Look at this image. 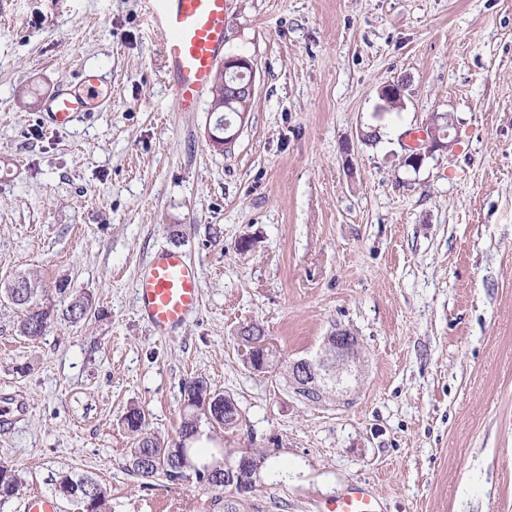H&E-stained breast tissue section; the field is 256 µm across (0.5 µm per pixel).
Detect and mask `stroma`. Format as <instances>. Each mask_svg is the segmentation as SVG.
Returning <instances> with one entry per match:
<instances>
[{"label":"stroma","instance_id":"35a3bbf8","mask_svg":"<svg viewBox=\"0 0 512 512\" xmlns=\"http://www.w3.org/2000/svg\"><path fill=\"white\" fill-rule=\"evenodd\" d=\"M227 18L225 55L256 73L221 152L210 101L175 103L139 0H0V284L34 272L56 308L95 310L33 343L0 297V464L20 478L0 512L57 497L66 471L112 512H221L128 467L124 412L173 437L193 378L241 412L211 438L265 458L248 512H325L353 486L382 512H512V0H228ZM86 66L111 109L46 130L43 97ZM435 115L452 145L406 165ZM161 248L202 272L198 313L165 338L135 294ZM253 323L285 360L349 329L360 384L305 402L283 367L245 364Z\"/></svg>","mask_w":512,"mask_h":512}]
</instances>
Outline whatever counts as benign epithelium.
<instances>
[{
    "label": "benign epithelium",
    "mask_w": 512,
    "mask_h": 512,
    "mask_svg": "<svg viewBox=\"0 0 512 512\" xmlns=\"http://www.w3.org/2000/svg\"><path fill=\"white\" fill-rule=\"evenodd\" d=\"M230 70L240 75L247 73L249 79L242 86H229L224 84V79H219L223 96L234 99L253 97L254 63L252 59L244 55H231L225 58L221 74L224 75ZM403 93L404 83L396 81L383 85L379 96L391 104H399L403 100ZM238 134L239 131L235 130L230 123L223 122L221 126L215 128V131L209 133V138L212 145L218 148H228L234 143ZM441 138L438 117L435 116L432 118V123L422 142L414 144L405 153V160L420 165L425 157L435 151L448 149L451 142H443ZM247 347L248 350L244 354L246 364L255 371L268 368V358L273 355V350L268 348V343L253 340L247 343ZM359 358L357 337L346 329H338L336 336H328L314 356L288 361V383L297 394L311 403L320 404L334 400L347 394V391L332 389L330 380L348 373L356 378L359 377V373L355 372ZM235 455L236 464L227 465L224 463V458H217L205 467L206 473L204 474L185 457L178 462V466L182 468L183 479L188 482L193 481L195 476L204 480L222 474L224 475V485L233 488L241 476V471L253 468L254 463V456L248 449L238 448Z\"/></svg>",
    "instance_id": "1"
}]
</instances>
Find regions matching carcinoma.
Listing matches in <instances>:
<instances>
[{"label":"carcinoma","mask_w":512,"mask_h":512,"mask_svg":"<svg viewBox=\"0 0 512 512\" xmlns=\"http://www.w3.org/2000/svg\"><path fill=\"white\" fill-rule=\"evenodd\" d=\"M26 281L33 285V289L25 292V296L18 298L7 293L3 288L0 292L6 294L15 306L20 308L22 318L18 325L20 335L35 342L44 336L47 329L56 318V307L39 302L38 296L41 288L40 280L31 274L24 275ZM92 303L84 295H75L68 302L62 312V317L72 323L85 319L91 311ZM212 392L210 386L202 378H194L184 383L183 413L181 415L178 436L164 439L144 431L146 416L139 408L128 409L121 417V424L131 436V445L128 448V463L131 470L143 479L159 477L171 485L181 483L182 476L174 473V455L178 449L186 446V441L200 433L202 423L212 427L231 429L238 426L241 414L238 407L233 405L234 399L225 397V407L207 414L202 410V396ZM264 464V457L255 458V467L252 475L244 476L237 491L229 492L224 485L204 487V490L213 494L215 499L224 500V512H244L246 498L253 491L260 467ZM57 483L69 491L67 499L75 502L81 512H110L109 493L97 480L87 474L77 475L73 472L59 474ZM20 481L15 468L10 465H0V500L6 501L18 494Z\"/></svg>","instance_id":"carcinoma-1"}]
</instances>
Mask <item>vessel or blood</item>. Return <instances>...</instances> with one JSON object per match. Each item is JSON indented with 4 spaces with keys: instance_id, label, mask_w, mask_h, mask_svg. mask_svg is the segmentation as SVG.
<instances>
[{
    "instance_id": "vessel-or-blood-1",
    "label": "vessel or blood",
    "mask_w": 512,
    "mask_h": 512,
    "mask_svg": "<svg viewBox=\"0 0 512 512\" xmlns=\"http://www.w3.org/2000/svg\"><path fill=\"white\" fill-rule=\"evenodd\" d=\"M151 27L162 34L161 53L173 78L175 102L194 110L212 84L224 57L226 0H142ZM112 103V85L97 70L86 69L79 81L57 85L44 99L40 114L46 130L62 131L84 112ZM199 265L181 250L157 252L136 280L139 310L154 335L167 336L201 306ZM328 512H382L376 494L355 486L327 505Z\"/></svg>"
}]
</instances>
